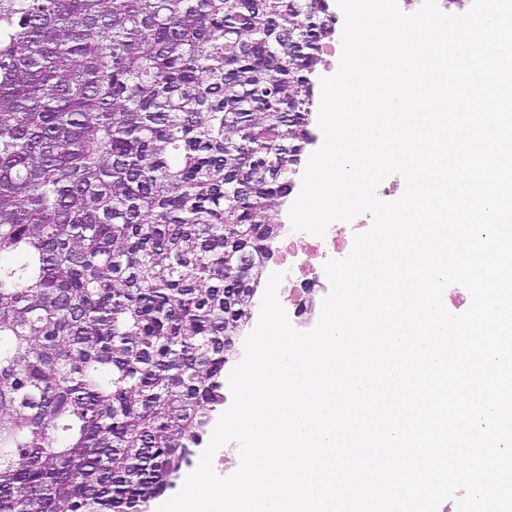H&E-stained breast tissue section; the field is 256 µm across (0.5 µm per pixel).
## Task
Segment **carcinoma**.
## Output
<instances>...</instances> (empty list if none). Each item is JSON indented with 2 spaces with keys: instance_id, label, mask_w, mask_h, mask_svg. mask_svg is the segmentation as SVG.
<instances>
[{
  "instance_id": "obj_1",
  "label": "carcinoma",
  "mask_w": 512,
  "mask_h": 512,
  "mask_svg": "<svg viewBox=\"0 0 512 512\" xmlns=\"http://www.w3.org/2000/svg\"><path fill=\"white\" fill-rule=\"evenodd\" d=\"M327 0H0V512H141L224 404Z\"/></svg>"
}]
</instances>
